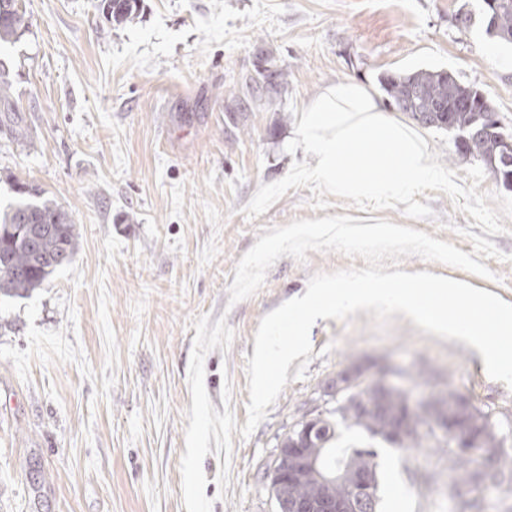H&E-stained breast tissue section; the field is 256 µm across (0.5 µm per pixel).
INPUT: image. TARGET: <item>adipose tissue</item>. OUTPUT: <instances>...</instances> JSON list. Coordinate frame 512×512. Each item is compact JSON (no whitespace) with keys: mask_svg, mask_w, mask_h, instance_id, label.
Masks as SVG:
<instances>
[{"mask_svg":"<svg viewBox=\"0 0 512 512\" xmlns=\"http://www.w3.org/2000/svg\"><path fill=\"white\" fill-rule=\"evenodd\" d=\"M298 132L313 160L312 176L342 192L401 196L436 176L419 135L354 79L313 95L301 108Z\"/></svg>","mask_w":512,"mask_h":512,"instance_id":"obj_1","label":"adipose tissue"}]
</instances>
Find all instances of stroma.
<instances>
[{"label": "stroma", "mask_w": 512, "mask_h": 512, "mask_svg": "<svg viewBox=\"0 0 512 512\" xmlns=\"http://www.w3.org/2000/svg\"><path fill=\"white\" fill-rule=\"evenodd\" d=\"M100 0H21L29 30L0 60L30 137L0 132V203L20 180L76 222L73 265L31 295L0 300V512H275L276 446L352 370L396 369L419 404L442 392L485 412L512 452V389L464 342L394 314L318 320L306 375L288 381L249 438L247 359L261 319L317 273L362 258L282 256L230 303L235 267L266 229L349 215L408 226L469 253L494 242L491 277L417 256L402 271L466 282L512 303V189L453 132L422 128L438 175L402 197H353L307 175L302 105L343 77L444 70L484 92L512 133V47L484 33L479 0H143L111 26ZM472 11L470 27L458 24ZM496 58H489L487 48ZM286 73L276 92L260 70ZM337 445L371 448L378 512H451L512 495L456 483L439 449L401 448L339 425Z\"/></svg>", "instance_id": "obj_1"}]
</instances>
